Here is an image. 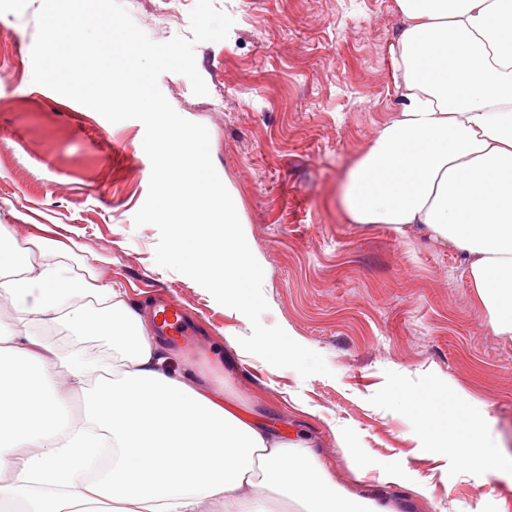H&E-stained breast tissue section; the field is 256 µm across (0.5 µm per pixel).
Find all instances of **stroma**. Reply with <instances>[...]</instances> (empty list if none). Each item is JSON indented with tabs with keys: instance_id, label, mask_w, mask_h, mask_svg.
<instances>
[{
	"instance_id": "stroma-1",
	"label": "stroma",
	"mask_w": 512,
	"mask_h": 512,
	"mask_svg": "<svg viewBox=\"0 0 512 512\" xmlns=\"http://www.w3.org/2000/svg\"><path fill=\"white\" fill-rule=\"evenodd\" d=\"M153 40L189 35L196 0H123ZM234 19L226 39L195 46L208 93L167 72L159 87L210 134L214 167L239 200L264 270V325L321 354L331 376L301 378L244 350L249 322L191 278L158 266L153 225L135 226L151 164L136 120L116 124L33 83L41 0H0V224H55L83 273L106 275L129 305L184 309L191 342L174 349L206 371L230 353L215 390L255 402L282 431L306 430L338 483L357 494L400 472L413 512H512V468L474 472L462 418L489 413L512 456V339L494 334L453 248L348 222L339 186L395 110L390 47L397 0H214ZM436 392L429 405L421 399ZM367 473L355 479V467Z\"/></svg>"
}]
</instances>
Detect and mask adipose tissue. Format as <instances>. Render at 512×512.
I'll list each match as a JSON object with an SVG mask.
<instances>
[{
	"label": "adipose tissue",
	"instance_id": "adipose-tissue-1",
	"mask_svg": "<svg viewBox=\"0 0 512 512\" xmlns=\"http://www.w3.org/2000/svg\"><path fill=\"white\" fill-rule=\"evenodd\" d=\"M396 112L347 174L359 228L457 248L496 335L512 336V0H397ZM49 224H0V301L111 359L0 334V503L16 512H405L337 484L305 434L282 435L174 355L149 313L60 256ZM81 394L80 415L66 406Z\"/></svg>",
	"mask_w": 512,
	"mask_h": 512
}]
</instances>
